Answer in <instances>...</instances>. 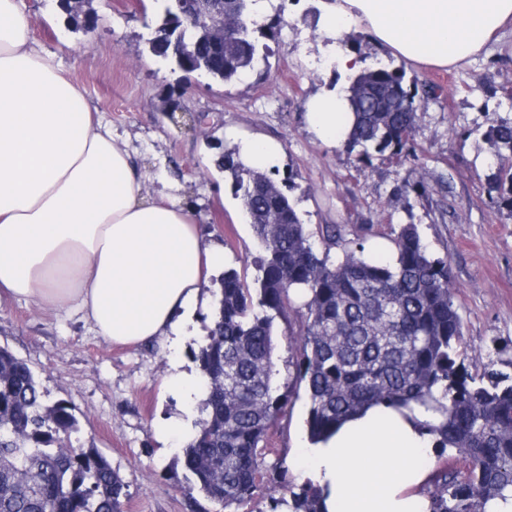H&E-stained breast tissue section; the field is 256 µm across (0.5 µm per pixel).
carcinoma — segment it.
I'll return each mask as SVG.
<instances>
[{"label": "carcinoma", "instance_id": "1", "mask_svg": "<svg viewBox=\"0 0 512 512\" xmlns=\"http://www.w3.org/2000/svg\"><path fill=\"white\" fill-rule=\"evenodd\" d=\"M224 18L238 35L224 40V62L210 61L216 34L188 31L196 44L188 59H175L155 40L151 55L180 70L192 69L231 84L268 63L259 37L282 23L285 0H223ZM155 35L184 24L176 0H162ZM354 127L345 147L358 161L414 156V112H390L398 98H415L417 82L402 67L381 62L347 78ZM492 149L489 203L512 208V120L494 119L483 134ZM217 168L231 181L245 221L261 249L248 284L224 268L215 294L216 319L194 352L203 379L206 418L194 423L181 448L190 489L229 509L274 483L290 499L268 495V512H328L323 492L309 478L288 480L279 467L263 468L268 430L291 395L276 376L274 328L302 310L288 333L296 379L308 398L305 421L311 443L325 440L344 420L385 405L418 408L419 432L438 455L463 466L441 467L423 494L426 512H487L512 490V362L478 367L462 351L463 322L454 303L448 258L432 253L418 226H402L395 257L378 260L356 244L338 261L331 247L342 239L328 224L321 243L304 223L293 174L279 183L278 168L244 164L239 148L224 151ZM76 417L49 402L35 373L0 346V512H123L127 484L98 449L85 447Z\"/></svg>", "mask_w": 512, "mask_h": 512}]
</instances>
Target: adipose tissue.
Returning a JSON list of instances; mask_svg holds the SVG:
<instances>
[{
  "instance_id": "1",
  "label": "adipose tissue",
  "mask_w": 512,
  "mask_h": 512,
  "mask_svg": "<svg viewBox=\"0 0 512 512\" xmlns=\"http://www.w3.org/2000/svg\"><path fill=\"white\" fill-rule=\"evenodd\" d=\"M320 23L334 35L361 25L395 56L446 68L512 36V0H323ZM30 31L20 0H0V310L35 305L110 343L178 353L224 250L179 196L143 195L133 154ZM304 112L318 139L346 141L343 89L315 93ZM435 456L411 421L377 406L311 446V479L331 510L422 512Z\"/></svg>"
}]
</instances>
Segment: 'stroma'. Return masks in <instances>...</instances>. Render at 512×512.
<instances>
[{"instance_id": "1", "label": "stroma", "mask_w": 512, "mask_h": 512, "mask_svg": "<svg viewBox=\"0 0 512 512\" xmlns=\"http://www.w3.org/2000/svg\"><path fill=\"white\" fill-rule=\"evenodd\" d=\"M25 3L32 38L127 139L144 195L155 199L163 187L174 188L204 240L223 246L225 265L250 279L260 254L230 181L214 169L220 151L235 145L226 135L232 129L281 146L279 173H296L300 212L312 230L341 225L345 242L363 240L369 254L389 260L402 225L415 220L430 249L451 265L467 358L484 364L494 350L512 360V210L487 202L491 155L481 138L487 112L512 119V101L498 94L512 83V44L494 45L454 69L407 64L408 76L439 88L417 114V157L363 165L346 147L327 146L308 131L303 104L335 86L337 51L368 64L389 54L361 30L339 37L323 30L317 0H288L281 31L263 39L271 49L268 72L229 85L172 69L146 51L153 0H93L98 21L88 34L69 30L54 0ZM172 96L204 114V122L173 123L162 110ZM419 181L427 185L423 196L398 195V187ZM0 346L28 364L51 400L71 406L84 445L97 448L127 483L124 512H224L189 493L175 462L185 431L203 413L166 390V348L111 345L78 319L62 321L22 303L0 311ZM307 411L305 392L297 390L267 437L266 465L287 467L299 482L308 474ZM172 417L183 430L161 440L158 430Z\"/></svg>"}]
</instances>
